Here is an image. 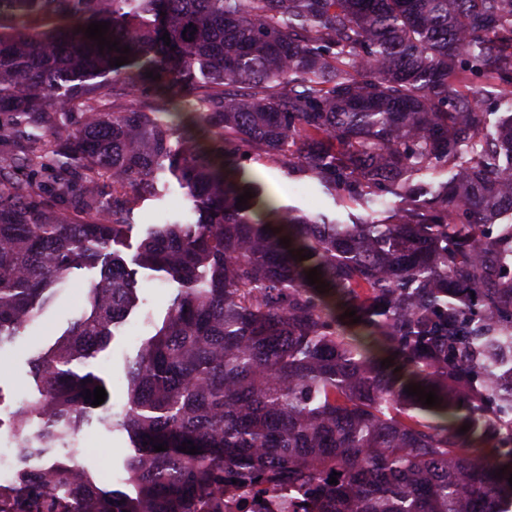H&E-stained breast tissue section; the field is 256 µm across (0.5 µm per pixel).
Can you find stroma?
I'll return each instance as SVG.
<instances>
[{"mask_svg": "<svg viewBox=\"0 0 512 512\" xmlns=\"http://www.w3.org/2000/svg\"><path fill=\"white\" fill-rule=\"evenodd\" d=\"M252 169L281 204L309 213L335 212L332 199L320 193L311 181L288 178L278 168L258 163L253 164ZM190 208L191 202L184 189L172 180L161 196L143 201L130 214L131 230L121 255L127 267L136 272L137 305L121 326L114 328L111 341L91 365L92 371L105 384L113 415L122 414L129 400L130 361L137 355L144 339L152 336L161 325L176 293L175 283L165 280L160 273L137 266L135 256L138 247L150 227L183 219ZM98 275L95 268L75 271L72 281L42 318L25 330L15 348L0 355V411H15L35 398L36 389L30 375L31 359L53 344L70 320L80 314L83 306L77 300L78 293ZM83 435L94 451L106 459L105 468L98 471L101 485L110 490L124 489L126 460L133 452L128 433L94 423L84 429Z\"/></svg>", "mask_w": 512, "mask_h": 512, "instance_id": "1", "label": "stroma"}]
</instances>
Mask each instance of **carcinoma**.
Wrapping results in <instances>:
<instances>
[{"mask_svg": "<svg viewBox=\"0 0 512 512\" xmlns=\"http://www.w3.org/2000/svg\"><path fill=\"white\" fill-rule=\"evenodd\" d=\"M94 21L127 64L85 36ZM3 113L0 349L74 270L110 264L33 358L38 396L8 429L45 465L0 487V512H224L234 479L311 512L512 504V389L490 372L512 335V236L492 228L512 215V0H0ZM256 159L315 181L335 217L275 203ZM166 171L198 218L141 242L177 293L121 419L99 416L134 443L130 496L49 454L93 410L90 360L135 300L117 246Z\"/></svg>", "mask_w": 512, "mask_h": 512, "instance_id": "carcinoma-1", "label": "carcinoma"}]
</instances>
